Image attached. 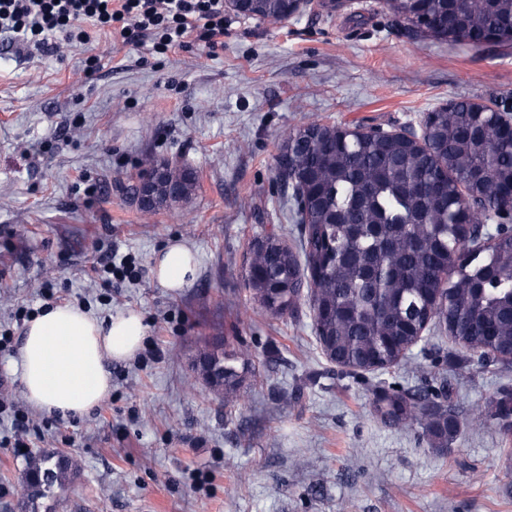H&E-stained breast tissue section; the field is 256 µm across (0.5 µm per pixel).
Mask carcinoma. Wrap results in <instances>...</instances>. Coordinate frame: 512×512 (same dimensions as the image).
Wrapping results in <instances>:
<instances>
[{"instance_id":"obj_1","label":"carcinoma","mask_w":512,"mask_h":512,"mask_svg":"<svg viewBox=\"0 0 512 512\" xmlns=\"http://www.w3.org/2000/svg\"><path fill=\"white\" fill-rule=\"evenodd\" d=\"M392 24L410 37L432 32L439 40L485 43L491 32L512 30V0H385ZM270 22L281 19L280 0H258ZM281 154L292 153L280 182L296 188L301 224L294 248L276 234L249 248L244 282L257 309L271 316L294 312L307 299L322 353L353 371L376 372L401 361L400 353L422 340L429 325L448 327L451 339L482 361L512 364V229H496L488 246L471 250V262L448 264L463 247L452 221L468 210L471 223L498 219L512 187V139L500 136L488 115L476 119L469 101L434 111L429 146L412 147L400 132L378 129L331 138L311 123L289 133ZM169 183L159 208L192 196L195 176L166 161ZM482 176L473 189L474 175ZM195 371L233 406L256 377L252 356L215 336L195 361ZM373 411L385 425L419 426L434 448L444 449L461 432L452 406L427 396L380 390ZM470 423L512 432V387H500ZM80 474L77 459L62 451L30 457L18 512H49L44 501L63 492Z\"/></svg>"}]
</instances>
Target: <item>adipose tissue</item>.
<instances>
[{
    "label": "adipose tissue",
    "mask_w": 512,
    "mask_h": 512,
    "mask_svg": "<svg viewBox=\"0 0 512 512\" xmlns=\"http://www.w3.org/2000/svg\"><path fill=\"white\" fill-rule=\"evenodd\" d=\"M152 272L163 287L179 290L195 280L196 260L176 239L155 254ZM144 336L143 317L132 309L104 322L68 303L47 307L26 321L13 359L26 400L48 416L90 413L111 393L107 362L133 359Z\"/></svg>",
    "instance_id": "ef3b65f1"
}]
</instances>
